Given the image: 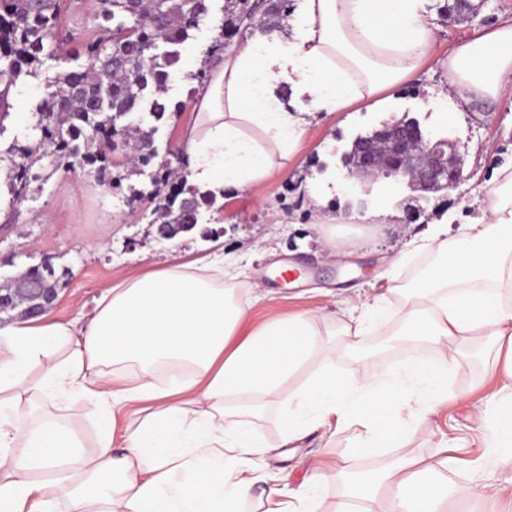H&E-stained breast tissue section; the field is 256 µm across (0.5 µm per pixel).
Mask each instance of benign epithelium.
Instances as JSON below:
<instances>
[{
  "label": "benign epithelium",
  "instance_id": "benign-epithelium-1",
  "mask_svg": "<svg viewBox=\"0 0 512 512\" xmlns=\"http://www.w3.org/2000/svg\"><path fill=\"white\" fill-rule=\"evenodd\" d=\"M455 4L458 19L470 20L480 12L484 0H455ZM341 162L338 179L343 190L350 194H368L378 180L392 177L400 188L419 201L428 199L431 194L454 190L466 180L462 165L456 161L455 142L425 130L420 121L407 112L367 135L356 136L350 150L342 154ZM168 203L187 211V223L156 225L159 242L195 230L200 221L196 203L178 200L177 190L169 192ZM58 294L56 289L39 288L35 282L22 279L14 288L6 292L0 290V308L14 306L15 300L21 297L32 298L35 303L23 316H37L54 307Z\"/></svg>",
  "mask_w": 512,
  "mask_h": 512
}]
</instances>
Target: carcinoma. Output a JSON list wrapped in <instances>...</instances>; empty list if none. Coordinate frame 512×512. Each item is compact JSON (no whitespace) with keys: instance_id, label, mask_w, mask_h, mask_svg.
<instances>
[{"instance_id":"cac0c4a2","label":"carcinoma","mask_w":512,"mask_h":512,"mask_svg":"<svg viewBox=\"0 0 512 512\" xmlns=\"http://www.w3.org/2000/svg\"><path fill=\"white\" fill-rule=\"evenodd\" d=\"M62 5L63 0H0V22L12 34V39L0 41V112L8 111L20 77L32 74L41 56L55 53L69 40L70 34L59 27ZM225 11L237 15L239 25L248 29L259 13L287 15L289 0L274 5L239 0L227 3ZM208 16L206 0H169L159 11L147 0H98V17L112 26L103 27L105 36L90 44L83 64L56 75V92L36 105L42 153L26 148L10 156L13 200L27 195L30 182L38 179L31 171L43 157L66 168L88 158L84 137L94 125L154 135L155 128L145 129L142 121L127 117L145 104L150 116H164L169 68L179 60L174 47L189 39V31ZM71 87L81 94L65 96Z\"/></svg>"}]
</instances>
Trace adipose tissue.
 I'll return each mask as SVG.
<instances>
[{
    "mask_svg": "<svg viewBox=\"0 0 512 512\" xmlns=\"http://www.w3.org/2000/svg\"><path fill=\"white\" fill-rule=\"evenodd\" d=\"M428 2L297 0L283 28L225 51L183 136L188 184L218 195L272 180L303 150L309 115L392 111V89L430 62L445 77L441 116L500 101L512 17L441 53ZM479 210L471 224L431 225L423 243L440 260L346 320L310 310L251 323L259 293L226 288L228 261L215 253L108 285L88 318L0 325V512H447L444 480L424 481L433 464L406 451V416L451 398L448 375L479 341L501 364L485 396L488 445L512 466V166ZM391 293L402 329L424 332L438 357L382 378L355 351L367 330L390 333ZM340 348L354 355L345 370ZM76 398L97 408L91 434L71 420ZM127 405L139 416L118 441ZM271 410L286 445L360 424L358 448L402 453L334 499L317 467L298 487L273 484L256 435Z\"/></svg>",
    "mask_w": 512,
    "mask_h": 512,
    "instance_id": "adipose-tissue-1",
    "label": "adipose tissue"
}]
</instances>
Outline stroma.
<instances>
[{"label":"stroma","mask_w":512,"mask_h":512,"mask_svg":"<svg viewBox=\"0 0 512 512\" xmlns=\"http://www.w3.org/2000/svg\"><path fill=\"white\" fill-rule=\"evenodd\" d=\"M96 10L97 0H66L59 24L72 31L73 37L56 56L44 58L32 83L12 91L9 114L0 121V155L39 138L35 107L54 91L53 76L76 67L90 43L98 39ZM511 15L512 0H489L473 23L443 21L439 47L448 49ZM229 20L224 0H211L209 22L192 31L180 46V59L170 70V108L157 123L155 140L160 151L178 148L183 129L193 120L190 104L202 85L186 82V68L209 71L218 59L209 47ZM438 80V75L429 71L420 82L398 88V110L417 117L433 134L453 139L468 179L450 192L433 194L411 206L404 194L395 195L399 217L366 231L362 248L334 251L326 246L310 214L313 202L306 184L318 173L324 154L340 156L355 134L391 120L388 112L363 107L351 113L314 115L302 154L288 160L276 179L256 183L239 198L223 204L219 239L225 252L239 259V275L231 279V286L244 289L258 284L274 293L273 299L256 304V319L320 308L340 316L361 307L369 288L381 291L388 287L383 272L389 260L402 252L408 258L397 269L396 278L401 287H410L440 258L431 248L410 251V241L445 214H456L462 224L477 217V201L494 184L497 169L512 163V118L501 104L483 102L478 109L484 112V119L468 112L442 119L432 94ZM129 169L119 151L109 154L106 162L76 169L57 166L46 158L36 167L40 181L31 183L26 200L17 206L12 203L10 172L1 169L0 277L18 274L44 257H52L56 268L71 272L53 313L73 319L89 314L94 297L109 283L163 269L176 255L188 260L204 255L203 240L196 231L157 242L144 205L131 201L132 189H149L152 175L160 170L159 161L134 175ZM119 173L126 175L127 183L112 188L110 181ZM288 214L294 215V222H285ZM414 354L426 361L435 357L431 344L422 337L370 334L363 337L357 354L338 351L336 365L348 368L352 357L358 355L372 371L383 374L398 370L402 359ZM492 358L486 347L475 345L449 376L448 384L457 392V399L432 412L418 410L411 424L408 452L430 461L447 458L452 462L447 476L454 512H512L511 501L489 496L492 486L512 481V467L495 464L485 442L481 398L494 383ZM258 432L271 447L265 459L267 473L275 479L289 477L295 484L323 460L339 465L347 461L355 470L375 473L397 454L396 449L381 448L354 458L348 434L329 441L316 431L301 441L294 455L283 456L277 450L281 435L271 413L260 422Z\"/></svg>","instance_id":"1"}]
</instances>
